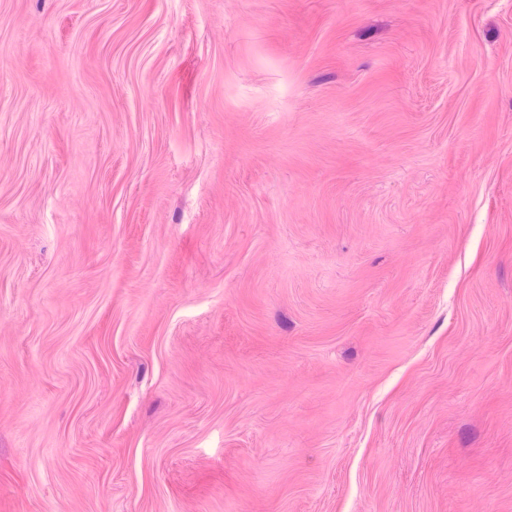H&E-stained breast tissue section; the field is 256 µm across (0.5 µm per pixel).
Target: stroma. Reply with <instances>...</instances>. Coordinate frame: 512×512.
Returning a JSON list of instances; mask_svg holds the SVG:
<instances>
[{"mask_svg":"<svg viewBox=\"0 0 512 512\" xmlns=\"http://www.w3.org/2000/svg\"><path fill=\"white\" fill-rule=\"evenodd\" d=\"M0 512H512V0H0Z\"/></svg>","mask_w":512,"mask_h":512,"instance_id":"obj_1","label":"stroma"}]
</instances>
